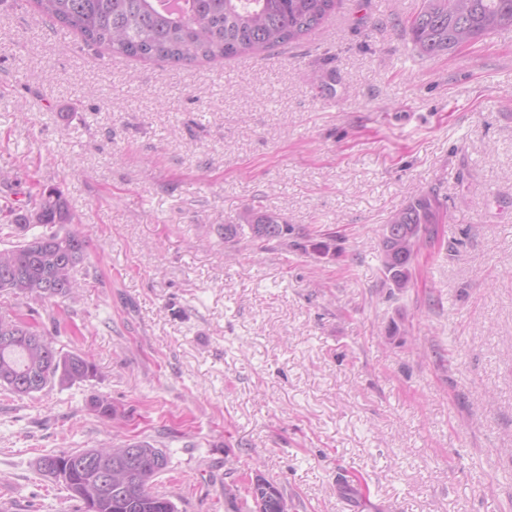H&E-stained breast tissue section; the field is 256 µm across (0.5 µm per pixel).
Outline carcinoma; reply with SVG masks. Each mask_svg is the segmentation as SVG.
<instances>
[{"mask_svg":"<svg viewBox=\"0 0 512 512\" xmlns=\"http://www.w3.org/2000/svg\"><path fill=\"white\" fill-rule=\"evenodd\" d=\"M38 11L81 38L113 53L176 65L255 54L295 42L320 27L333 13L336 0H34ZM512 27V0H421L408 21L410 40L418 56L433 58ZM5 226L25 233L16 244L0 249V293L15 300L58 304L74 300L82 284L74 272L87 256L88 236L74 222L69 205L57 188L32 200L29 213L11 208ZM439 223L435 199L420 194L395 211L381 234L382 265L394 287L410 282V267L421 246ZM293 229L280 215L249 211L241 224L224 225V242L247 237L255 242L290 243L307 251L308 244L288 241ZM86 354L64 353L45 331L17 309L0 315V386L31 397L47 386L73 385L96 375ZM76 452L43 455L71 469L64 485L80 512H177L176 504L154 489V480L168 466L166 453L147 440L124 439L78 469ZM253 512H288L284 493L258 477L247 489Z\"/></svg>","mask_w":512,"mask_h":512,"instance_id":"carcinoma-1","label":"carcinoma"}]
</instances>
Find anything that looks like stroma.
I'll use <instances>...</instances> for the list:
<instances>
[{
    "instance_id": "1",
    "label": "stroma",
    "mask_w": 512,
    "mask_h": 512,
    "mask_svg": "<svg viewBox=\"0 0 512 512\" xmlns=\"http://www.w3.org/2000/svg\"><path fill=\"white\" fill-rule=\"evenodd\" d=\"M421 0H338L293 44L173 66L0 0V206L49 187L89 233L60 307L19 304L90 381L0 390V492L65 512L45 453L144 439L179 512H512V28L433 59ZM444 212L408 288L381 230ZM335 238L224 257L248 209ZM107 396L114 417L91 404ZM253 500V512H287L288 503L284 493L270 481L257 477L247 489Z\"/></svg>"
}]
</instances>
